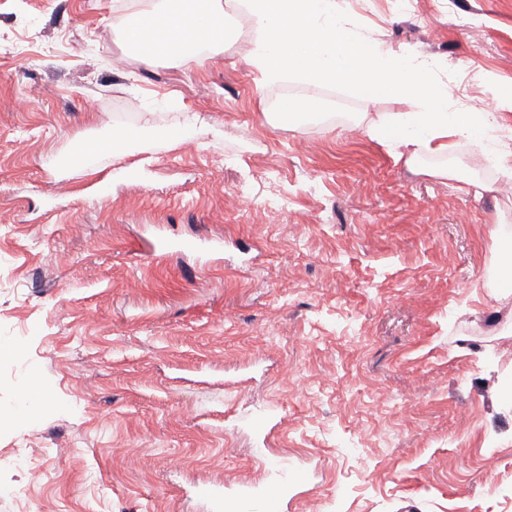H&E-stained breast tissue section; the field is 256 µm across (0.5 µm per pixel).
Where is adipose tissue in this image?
I'll use <instances>...</instances> for the list:
<instances>
[{"mask_svg":"<svg viewBox=\"0 0 512 512\" xmlns=\"http://www.w3.org/2000/svg\"><path fill=\"white\" fill-rule=\"evenodd\" d=\"M235 6L249 20V63L263 83L291 75L313 85L347 86L371 103L408 100L409 111L381 113L363 127L406 166L447 155L462 140L483 146L496 121L485 109L465 116L452 110L448 86L433 78L427 59L411 50L383 49L357 32V19L339 0H235ZM116 27L147 65L201 63L240 36L222 0H153L122 11Z\"/></svg>","mask_w":512,"mask_h":512,"instance_id":"1","label":"adipose tissue"}]
</instances>
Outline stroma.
Wrapping results in <instances>:
<instances>
[{"mask_svg": "<svg viewBox=\"0 0 512 512\" xmlns=\"http://www.w3.org/2000/svg\"><path fill=\"white\" fill-rule=\"evenodd\" d=\"M120 6L0 0V512H512V294H487L512 196L457 189L504 179L512 0H352L453 110L497 109L485 148L416 168L343 130L405 99L257 88L244 20L148 66ZM289 97L316 117L271 123ZM118 131L88 193L63 161Z\"/></svg>", "mask_w": 512, "mask_h": 512, "instance_id": "obj_1", "label": "stroma"}]
</instances>
